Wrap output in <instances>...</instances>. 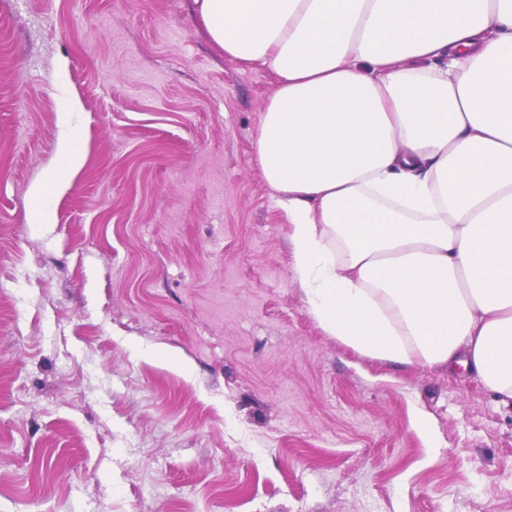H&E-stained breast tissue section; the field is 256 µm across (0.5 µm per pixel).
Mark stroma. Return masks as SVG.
I'll return each mask as SVG.
<instances>
[{
  "label": "stroma",
  "mask_w": 512,
  "mask_h": 512,
  "mask_svg": "<svg viewBox=\"0 0 512 512\" xmlns=\"http://www.w3.org/2000/svg\"><path fill=\"white\" fill-rule=\"evenodd\" d=\"M274 89L188 0H0V512H512L511 408L309 315Z\"/></svg>",
  "instance_id": "obj_1"
}]
</instances>
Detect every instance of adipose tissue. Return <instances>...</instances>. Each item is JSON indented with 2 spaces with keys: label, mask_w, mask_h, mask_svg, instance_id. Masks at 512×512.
<instances>
[{
  "label": "adipose tissue",
  "mask_w": 512,
  "mask_h": 512,
  "mask_svg": "<svg viewBox=\"0 0 512 512\" xmlns=\"http://www.w3.org/2000/svg\"><path fill=\"white\" fill-rule=\"evenodd\" d=\"M276 76L252 151L322 330L512 407V0H190Z\"/></svg>",
  "instance_id": "1"
}]
</instances>
